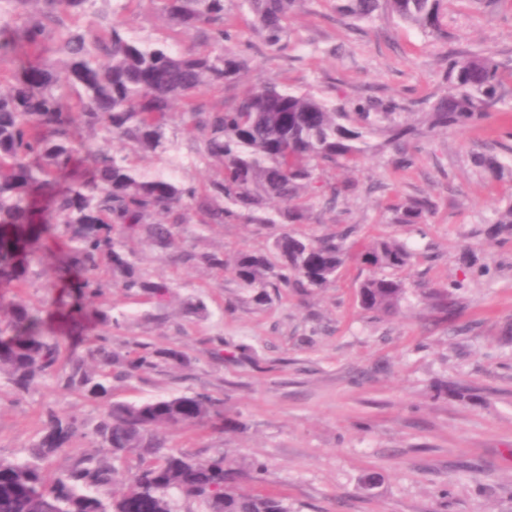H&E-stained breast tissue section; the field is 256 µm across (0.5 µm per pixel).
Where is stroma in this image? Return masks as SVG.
<instances>
[{"instance_id":"stroma-1","label":"stroma","mask_w":512,"mask_h":512,"mask_svg":"<svg viewBox=\"0 0 512 512\" xmlns=\"http://www.w3.org/2000/svg\"><path fill=\"white\" fill-rule=\"evenodd\" d=\"M334 5L299 0L287 47L272 50L237 0H226V18L248 60L242 83L281 84L352 116L369 101L391 102L402 108L398 121L415 124L429 100L448 89L450 50L491 51L512 64V0L490 8L454 0L444 41L392 17L350 25ZM118 18L143 42L180 50L203 45L197 33L172 26L159 0H125ZM502 94L500 111L480 125L410 138L409 169H395L384 146L320 173L325 182L353 179L360 190L300 232L325 235L351 224L353 242L389 236L414 250L400 272L412 292L393 315L359 307L356 291L368 272L353 262L327 288H283L259 306L231 273L133 243L141 268L167 282L174 297L158 310L112 290L105 305L125 315L112 346H176L190 365L113 382V399L191 392L223 398L243 432L190 426L168 432L169 444L202 458L226 451L263 462L259 492L287 497L298 512H512V232L491 236L484 224L512 198V173L492 180L470 160L476 151L512 158L511 79ZM166 136L180 161L179 181L204 188L215 168L199 157L203 133L175 118ZM426 195L436 203L426 223H389L388 203ZM281 230L242 223L201 230L192 223L184 247L230 260L244 249L268 250ZM458 280L463 286L446 317L415 291ZM199 301L206 314L188 313L187 305ZM218 336L220 356L213 352ZM243 342L253 358L237 355ZM101 410L53 376L20 396L0 378V457H23L48 412L91 426Z\"/></svg>"}]
</instances>
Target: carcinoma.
Wrapping results in <instances>:
<instances>
[{
	"label": "carcinoma",
	"mask_w": 512,
	"mask_h": 512,
	"mask_svg": "<svg viewBox=\"0 0 512 512\" xmlns=\"http://www.w3.org/2000/svg\"><path fill=\"white\" fill-rule=\"evenodd\" d=\"M296 2L241 0V7L265 44L279 50ZM448 2L336 0V13L351 24L389 15L445 41ZM97 3L99 22L71 23ZM28 6L32 16L22 28L5 24ZM162 9L173 26L204 31L210 48L175 52L140 43L115 18L112 0H0V61L13 62L0 69V292L34 286L33 267L50 236L61 247L57 275L74 288L56 307L59 330L86 345L85 356L62 360L42 309L23 296L6 301L0 295V377L26 393L57 375L65 388L102 404L92 429L50 414L26 458H0V512H293L281 496L242 490L245 481H263L264 464L225 453L199 458L167 445V430L211 425L237 431L239 422L224 415L222 400L204 392L112 400L116 380L189 364L176 347L139 343L124 356L115 353L112 330L121 328L123 316L110 308L86 310V301L111 288L159 308L172 298L167 283L139 266L128 242L144 241L180 258L182 229L196 214L202 226L281 224L269 253L241 250L230 263L215 253L201 260L218 271L231 269L260 306L270 301V288L328 287L350 260L381 271L358 287L362 310L391 315L409 293L395 275L413 258L404 243L380 238L353 253L346 245L351 225L324 236L299 235L290 225L310 223L313 205L306 197L319 199L327 213L358 191L353 181L320 182L319 165L356 162L375 149L371 138L378 135L395 150L393 166L408 169L413 155L405 142L416 129L393 121L390 112H367L356 127L341 108L268 82L247 84L231 103L206 108L195 102L198 91L237 84L247 68L227 46L232 35L224 28V0H162ZM48 44L53 55L46 57ZM447 80L450 90L424 113L426 131L472 126L500 111L503 72L494 57L452 53ZM176 102L183 105L181 123L205 133L203 154L219 164L203 194L167 169L138 171L127 155L82 137L84 130L101 133L106 142L162 153ZM471 161L492 179L505 172L493 152H475ZM435 208L428 197L408 198L388 206L390 223L422 224ZM157 214L168 221L155 220ZM484 223L512 230V200ZM421 295L448 314V289ZM89 435L98 453H74L72 443ZM59 457L67 464L49 474L46 463Z\"/></svg>",
	"instance_id": "obj_1"
}]
</instances>
